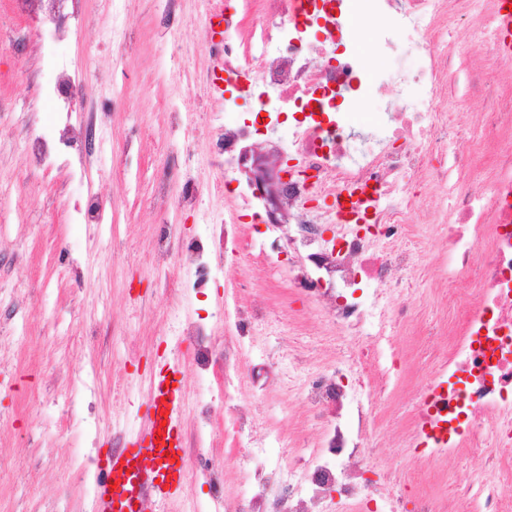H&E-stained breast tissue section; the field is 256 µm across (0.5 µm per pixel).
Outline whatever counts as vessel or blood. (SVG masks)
<instances>
[{
	"instance_id": "1",
	"label": "vessel or blood",
	"mask_w": 512,
	"mask_h": 512,
	"mask_svg": "<svg viewBox=\"0 0 512 512\" xmlns=\"http://www.w3.org/2000/svg\"><path fill=\"white\" fill-rule=\"evenodd\" d=\"M499 56L512 60V0H499ZM148 422L130 446L108 449L94 480L93 512H162L185 484L186 454L180 421L186 395L179 386L153 383Z\"/></svg>"
}]
</instances>
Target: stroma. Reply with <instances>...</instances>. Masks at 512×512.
<instances>
[{"mask_svg": "<svg viewBox=\"0 0 512 512\" xmlns=\"http://www.w3.org/2000/svg\"><path fill=\"white\" fill-rule=\"evenodd\" d=\"M84 24L59 51L76 69H93L104 89L91 104L102 119L100 162L91 179L64 170H35L25 164L24 135L50 133L57 115L49 106L33 110L35 85L50 78L37 43L15 57L0 49V111L19 125L0 138V185L23 179L21 194H0V512H91L92 487L101 450L125 444L146 423L151 379L180 359L187 392L181 434L186 445V494L208 505L221 485L219 512H234L246 462L239 444H269L270 460L304 453L322 429L297 396L310 375L334 370L348 341L319 306L288 282L292 253L287 227L256 234L250 221L231 223L230 235L249 239L250 248L224 251L212 262L221 269L204 287L183 293L180 260H156L159 225L168 198L158 194L164 175L188 176L202 188L196 210L184 213L186 238L209 234L207 212L231 218L232 196L212 193L224 171L210 158L208 125L251 117L252 98L239 99L237 112L198 90L191 103L195 133L174 129L167 108L174 90L206 68L212 35L198 0H125L113 21L108 0H79ZM169 76L155 78L158 62ZM420 216L405 225L399 243L416 261L405 274L410 319L398 326V350L410 371L376 421L379 458L370 483L399 478L403 502L413 488L446 487L455 512H463L457 491L479 472V455H444L435 471L417 470L400 445L424 390L426 365L448 347L453 314L437 260L445 246L430 220L440 210L437 191L418 188ZM96 197L102 224H77L73 204ZM252 319L248 348L238 353L233 380L236 417L248 430L235 436L222 413L225 389L220 365L224 342L236 337L225 325L227 285ZM186 322L213 332L208 357L176 330ZM212 381V433L195 446L202 420L197 405L201 372Z\"/></svg>", "mask_w": 512, "mask_h": 512, "instance_id": "1", "label": "stroma"}]
</instances>
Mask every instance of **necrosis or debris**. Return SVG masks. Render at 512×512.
Listing matches in <instances>:
<instances>
[{
	"label": "necrosis or debris",
	"instance_id": "necrosis-or-debris-1",
	"mask_svg": "<svg viewBox=\"0 0 512 512\" xmlns=\"http://www.w3.org/2000/svg\"><path fill=\"white\" fill-rule=\"evenodd\" d=\"M490 2L247 0L248 9L271 22L252 28L244 39L238 21L224 18L225 111H234L238 98L253 97L261 112L279 115L288 104L295 115L283 143L294 163L286 198L299 228L290 240L297 265L288 277L348 331L351 341L334 374L309 380L301 389V402L316 413L323 433L301 460L278 461V512H306L310 506L319 512H363L371 497L394 503L393 487H371L354 475L372 466L369 447L380 403L371 376L390 373L397 354L392 328L409 310L400 288L414 256L395 241L415 208L416 187L426 180L439 187L444 201L440 222L448 247L439 276L452 291L472 283L448 328V359L440 368L450 377L444 451L466 448L485 456L484 471L462 488L471 512H512V462L497 454L512 446V77H504L507 64L496 52L477 67L479 80L470 88L483 104L475 150L492 151V182L465 178L475 150L458 149L467 131L447 119V89L454 79L448 31L461 20L481 17L486 41L494 43ZM362 23L384 30L382 48L389 53L394 32H401L419 66L394 69L383 79L371 76L356 48ZM52 74L39 101L59 114V142L27 139L26 161L50 170L68 147L83 168H91L100 150L95 122L77 125L72 115L87 112L99 76L76 74L60 54L52 58ZM420 88L427 90L431 107L418 105ZM377 96L389 101L378 133L356 135L343 105ZM254 129L251 122L229 130L213 127L211 147L223 156L225 172L254 165V154L244 146ZM363 188L372 192L366 209L351 218L338 214V194ZM326 224L336 227L328 240L322 236ZM365 224L385 240L380 253L369 248L361 230ZM207 252L200 242L184 245L180 225L165 220L157 255L163 262L186 257L182 288L205 281ZM362 278L376 284L367 304L342 294ZM344 371L355 373V386L344 384ZM347 403L356 406L357 419L346 431L337 411ZM333 486L341 490L335 500L327 496Z\"/></svg>",
	"mask_w": 512,
	"mask_h": 512
}]
</instances>
